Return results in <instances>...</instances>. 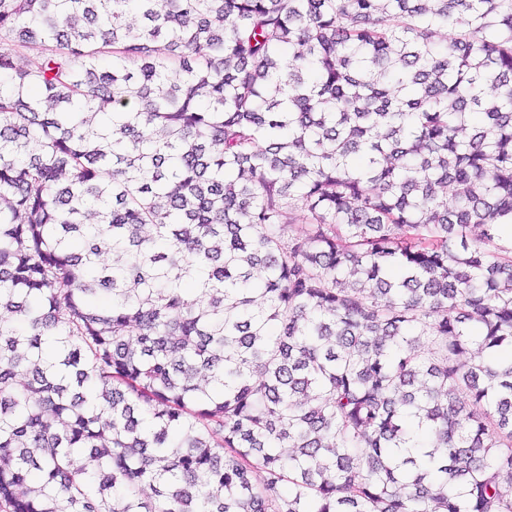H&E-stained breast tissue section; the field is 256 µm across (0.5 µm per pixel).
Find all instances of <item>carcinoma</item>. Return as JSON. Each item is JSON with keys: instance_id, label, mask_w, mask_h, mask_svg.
<instances>
[{"instance_id": "1", "label": "carcinoma", "mask_w": 512, "mask_h": 512, "mask_svg": "<svg viewBox=\"0 0 512 512\" xmlns=\"http://www.w3.org/2000/svg\"><path fill=\"white\" fill-rule=\"evenodd\" d=\"M504 224L512 0H0V512H512Z\"/></svg>"}]
</instances>
